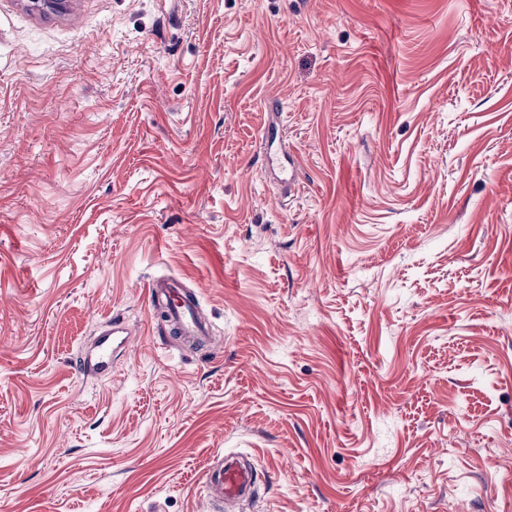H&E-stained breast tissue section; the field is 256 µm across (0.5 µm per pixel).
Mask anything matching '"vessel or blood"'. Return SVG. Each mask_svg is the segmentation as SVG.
<instances>
[{
    "instance_id": "b4317fda",
    "label": "vessel or blood",
    "mask_w": 512,
    "mask_h": 512,
    "mask_svg": "<svg viewBox=\"0 0 512 512\" xmlns=\"http://www.w3.org/2000/svg\"><path fill=\"white\" fill-rule=\"evenodd\" d=\"M281 135L277 128L269 127L260 139L262 157L266 168L276 172L280 181L295 186L299 175L294 163L283 162L276 148ZM147 298L150 303L163 305L168 322L178 335L194 339L204 344L211 339V329L197 314L195 296L180 288L170 279H153L147 284ZM106 339L100 340L95 359L84 360L83 369L89 374H100L111 366L109 338L124 335L120 323L110 324ZM204 489L207 502L221 501L227 504L242 505L250 502L257 493V470L253 464L236 454L225 455L218 465L209 466Z\"/></svg>"
}]
</instances>
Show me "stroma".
Segmentation results:
<instances>
[{
  "label": "stroma",
  "mask_w": 512,
  "mask_h": 512,
  "mask_svg": "<svg viewBox=\"0 0 512 512\" xmlns=\"http://www.w3.org/2000/svg\"><path fill=\"white\" fill-rule=\"evenodd\" d=\"M227 452L246 512H512V0H0V512H207ZM281 141V135L276 127H268L264 130L260 139L262 157L265 167L276 172L280 181L288 185V188L295 186L299 181L297 168L288 155V163H284L276 149V142ZM146 288L149 302L165 307L167 320L178 336L192 338L199 344L211 340L210 326L197 314L195 296L170 279H152ZM108 329L104 330L101 334L102 339L98 342V352L94 358V363L91 359L83 361V370L87 374H101L111 367V349L109 336H112V345L117 341V336H124L126 333L125 328L120 323L114 322L108 325ZM204 489L212 511L215 500L233 505L249 503L257 493V470L237 454L224 455L217 466L208 467Z\"/></svg>",
  "instance_id": "stroma-1"
}]
</instances>
